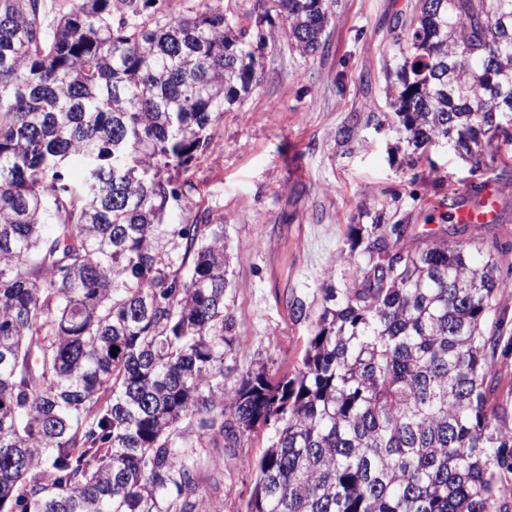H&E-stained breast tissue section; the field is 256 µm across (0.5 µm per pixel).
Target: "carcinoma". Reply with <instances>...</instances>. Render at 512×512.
<instances>
[{"label": "carcinoma", "instance_id": "obj_1", "mask_svg": "<svg viewBox=\"0 0 512 512\" xmlns=\"http://www.w3.org/2000/svg\"><path fill=\"white\" fill-rule=\"evenodd\" d=\"M334 0H278L288 41L324 51ZM395 120L410 165L446 146L512 179V0H420L402 23ZM252 32L221 0H0V512H211L177 424L231 448L272 430L246 512H512V244L454 240L458 197L423 247L383 213L349 235L351 280L291 293L301 364L248 370L227 306L224 225L174 222L213 126L256 83ZM86 166L76 191L70 160ZM125 165L154 177L131 183ZM45 224L55 233H42Z\"/></svg>", "mask_w": 512, "mask_h": 512}]
</instances>
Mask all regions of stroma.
Listing matches in <instances>:
<instances>
[{
    "instance_id": "stroma-1",
    "label": "stroma",
    "mask_w": 512,
    "mask_h": 512,
    "mask_svg": "<svg viewBox=\"0 0 512 512\" xmlns=\"http://www.w3.org/2000/svg\"><path fill=\"white\" fill-rule=\"evenodd\" d=\"M418 3L335 0L329 48L307 58L289 47L285 25L260 23L272 0L222 2L243 26L261 28L262 65L238 111L215 124L219 146L192 170L196 189L184 215L224 227L239 372L262 365L278 376L300 363L308 331L288 317L290 291L313 292L326 277L352 275L353 265L337 264L336 255L347 248L352 226L369 224V210L391 193L401 195L400 214L416 232L437 229L423 217L438 198L429 178L414 179L407 147L395 133L363 126L350 142L340 136L349 115L367 102L386 111L396 22ZM431 156L447 179L496 189L495 202L505 212L503 223L468 225L459 242L512 241V184H500L492 170L470 173L468 162L448 149ZM179 429L215 512H245L269 429L234 448L214 447L193 420H182Z\"/></svg>"
}]
</instances>
